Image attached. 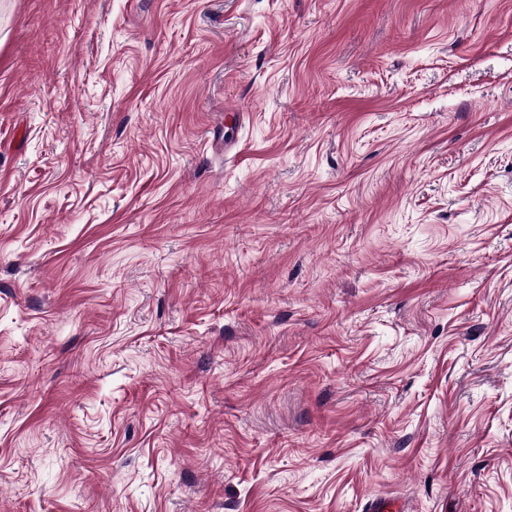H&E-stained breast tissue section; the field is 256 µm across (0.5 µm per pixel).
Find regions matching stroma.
<instances>
[{
	"instance_id": "obj_1",
	"label": "stroma",
	"mask_w": 512,
	"mask_h": 512,
	"mask_svg": "<svg viewBox=\"0 0 512 512\" xmlns=\"http://www.w3.org/2000/svg\"><path fill=\"white\" fill-rule=\"evenodd\" d=\"M512 512V0H0V512Z\"/></svg>"
}]
</instances>
